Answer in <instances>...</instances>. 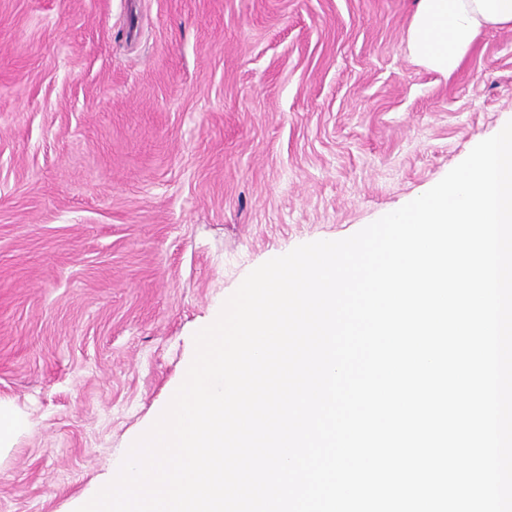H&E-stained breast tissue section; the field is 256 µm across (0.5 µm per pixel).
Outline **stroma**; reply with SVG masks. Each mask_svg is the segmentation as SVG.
<instances>
[{
  "instance_id": "35a3bbf8",
  "label": "stroma",
  "mask_w": 512,
  "mask_h": 512,
  "mask_svg": "<svg viewBox=\"0 0 512 512\" xmlns=\"http://www.w3.org/2000/svg\"><path fill=\"white\" fill-rule=\"evenodd\" d=\"M415 0H0V512H75L246 275L512 121V29L443 75ZM28 428L29 420L24 413L0 404V461L12 449L15 440Z\"/></svg>"
}]
</instances>
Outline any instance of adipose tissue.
Instances as JSON below:
<instances>
[{"instance_id": "1", "label": "adipose tissue", "mask_w": 512, "mask_h": 512, "mask_svg": "<svg viewBox=\"0 0 512 512\" xmlns=\"http://www.w3.org/2000/svg\"><path fill=\"white\" fill-rule=\"evenodd\" d=\"M512 28V0H417L408 47L425 67L453 72L484 29Z\"/></svg>"}]
</instances>
